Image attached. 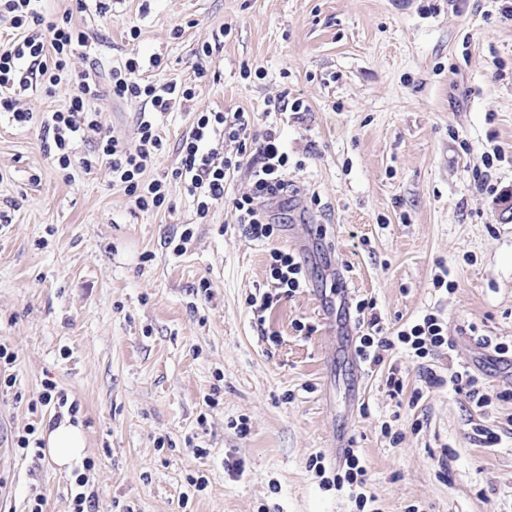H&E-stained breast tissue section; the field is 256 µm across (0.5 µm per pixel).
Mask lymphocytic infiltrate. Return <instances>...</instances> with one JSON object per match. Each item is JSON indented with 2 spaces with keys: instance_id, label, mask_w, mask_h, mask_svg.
Here are the masks:
<instances>
[{
  "instance_id": "f902f5d3",
  "label": "lymphocytic infiltrate",
  "mask_w": 512,
  "mask_h": 512,
  "mask_svg": "<svg viewBox=\"0 0 512 512\" xmlns=\"http://www.w3.org/2000/svg\"><path fill=\"white\" fill-rule=\"evenodd\" d=\"M43 0H0V12L9 13L19 36L9 47L0 50V111L10 112L21 127L32 121L52 133L45 150L61 169L71 164L70 145L75 141L94 140L92 154L81 158L85 171L106 168L113 184L123 188L141 210L167 207L170 180L180 181L192 198L199 219H206L212 208L225 202L224 184L242 163L251 166L252 185L248 193L233 198L234 220L250 238L270 244V277L275 288L289 295L306 284V272L292 253L273 247L278 230L268 215L269 203L288 194L289 157L275 128L262 134L251 131L248 116L242 112L205 110L195 113L189 129L181 136L177 150L178 167L153 178L145 172L164 148L159 132V119L177 107L190 104L200 92L199 81L204 69L187 83H157L149 80L148 71L160 68L161 59L132 53L113 66L108 84H100L91 73L73 75L69 61L85 47V33L71 23L70 15L61 21L45 23ZM76 83L77 90L61 109L33 113L17 108L14 93L28 90L39 83L48 87ZM108 92L113 99L139 102L136 117L137 139L128 142L113 132L102 129L89 110L91 100ZM235 142L237 151L224 153L225 141ZM359 324L365 325L356 348L359 359L378 366L384 354L396 351L413 358H426L434 352L450 348L451 342L443 323L433 314L406 324L395 335H388L371 302L356 305ZM333 486L347 492L356 512H366L370 503L365 493L368 470L354 450H347L342 469L334 473Z\"/></svg>"
}]
</instances>
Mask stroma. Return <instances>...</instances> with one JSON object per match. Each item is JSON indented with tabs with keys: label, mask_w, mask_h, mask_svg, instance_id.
<instances>
[{
	"label": "stroma",
	"mask_w": 512,
	"mask_h": 512,
	"mask_svg": "<svg viewBox=\"0 0 512 512\" xmlns=\"http://www.w3.org/2000/svg\"><path fill=\"white\" fill-rule=\"evenodd\" d=\"M67 11L89 36L73 70L104 81L136 52L161 57L159 82L206 71L192 109L161 120L165 149L147 177L176 167L192 111L277 127L294 193L269 206L274 245L307 282L256 310L274 245L245 236L228 205L198 220L173 180L168 208L137 209L106 169L80 168L90 143L60 169L40 126L0 112V342L17 354L15 385L0 387V512H28L39 496L45 512H71L74 474L12 444L57 416L37 403L47 379L84 428L93 512H353L311 466L319 457L334 472L346 448L368 465L374 512H512V350L478 343L512 347V21L498 0H112L105 14L94 0L81 12L43 4L50 21ZM282 93L304 111L269 112ZM90 108L135 140L139 103L101 96ZM493 148L502 160L489 169ZM185 224L194 241L176 256L167 241ZM443 268L453 293L433 286ZM363 299L393 330L437 315L452 351L359 362ZM393 363L398 400L385 385ZM461 366L488 407L453 391ZM430 371L442 386H428ZM478 425L498 444L475 441Z\"/></svg>",
	"instance_id": "35a3bbf8"
}]
</instances>
